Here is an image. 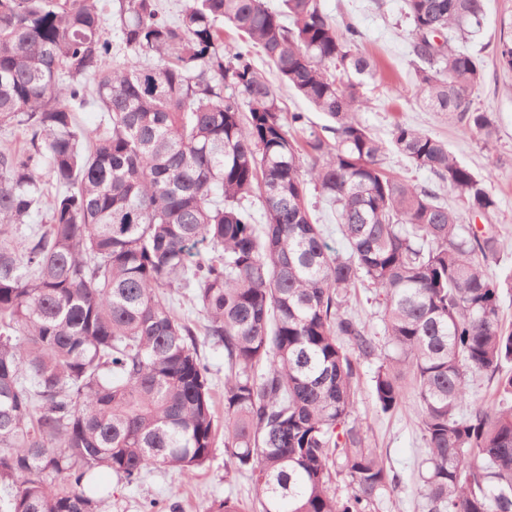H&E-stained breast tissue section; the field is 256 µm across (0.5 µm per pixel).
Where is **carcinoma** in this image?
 I'll list each match as a JSON object with an SVG mask.
<instances>
[{"label":"carcinoma","mask_w":512,"mask_h":512,"mask_svg":"<svg viewBox=\"0 0 512 512\" xmlns=\"http://www.w3.org/2000/svg\"><path fill=\"white\" fill-rule=\"evenodd\" d=\"M0 0V512H100L157 468L204 466L224 427L226 473L249 504L218 512H376L398 487L354 418L361 361H380L377 411L414 389L421 512H512V329L488 272L491 235L387 170L391 148L491 217L488 177L405 123L383 143L355 119L377 64L320 0ZM112 7L113 37L103 27ZM416 99L492 142L474 105L482 61L456 48L485 0H404ZM323 113L283 116L248 47ZM499 65L512 70V35ZM89 105L104 126L86 132ZM55 189L47 223L21 232ZM335 207L346 252L317 223ZM262 207L258 224L252 201ZM372 293L382 336L350 312ZM192 302L199 327L170 296ZM224 348V420L199 337ZM496 378V402L467 378ZM349 491L336 494L337 477Z\"/></svg>","instance_id":"carcinoma-1"}]
</instances>
